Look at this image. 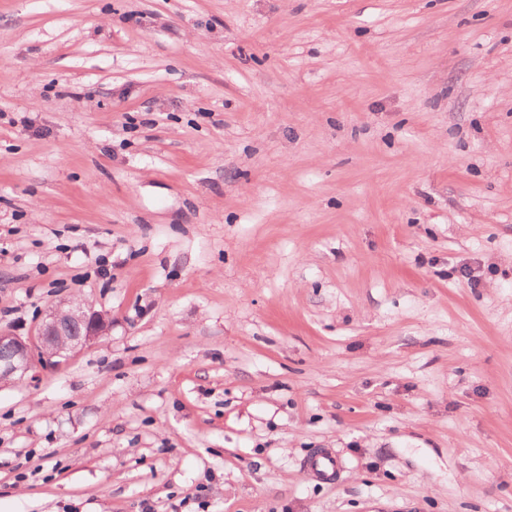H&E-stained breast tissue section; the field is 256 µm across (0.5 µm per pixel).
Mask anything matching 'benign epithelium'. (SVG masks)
Returning a JSON list of instances; mask_svg holds the SVG:
<instances>
[{
    "label": "benign epithelium",
    "instance_id": "7a95c632",
    "mask_svg": "<svg viewBox=\"0 0 512 512\" xmlns=\"http://www.w3.org/2000/svg\"><path fill=\"white\" fill-rule=\"evenodd\" d=\"M108 324L102 312L68 301L48 310L32 341L0 333V381L25 376L37 358H63L90 344L104 334Z\"/></svg>",
    "mask_w": 512,
    "mask_h": 512
}]
</instances>
